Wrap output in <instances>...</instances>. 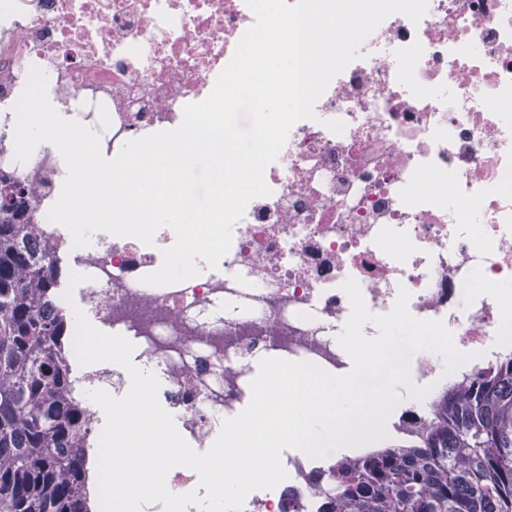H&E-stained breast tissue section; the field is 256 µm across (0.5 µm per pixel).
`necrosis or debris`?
Here are the masks:
<instances>
[{"instance_id": "1", "label": "necrosis or debris", "mask_w": 512, "mask_h": 512, "mask_svg": "<svg viewBox=\"0 0 512 512\" xmlns=\"http://www.w3.org/2000/svg\"><path fill=\"white\" fill-rule=\"evenodd\" d=\"M253 22L245 0H0V172L32 191L37 248L64 252L72 240L48 219L63 159L42 146L15 158L31 69L113 157L180 125ZM360 52L266 166L269 193L235 223L224 274L143 283L162 264L164 233L151 247L116 236L83 251L87 311L138 341L165 378L160 399L201 450L250 401L255 357L275 348L341 374L347 279L376 314L406 288L414 317L442 320L472 353L464 374L485 370L512 335L497 291L512 282V0H428L419 22L390 15ZM478 276L487 291H472ZM412 378L426 395L388 426L414 442L436 419L432 358H418ZM285 466L286 486L249 493L242 512H317L333 493L321 459Z\"/></svg>"}]
</instances>
